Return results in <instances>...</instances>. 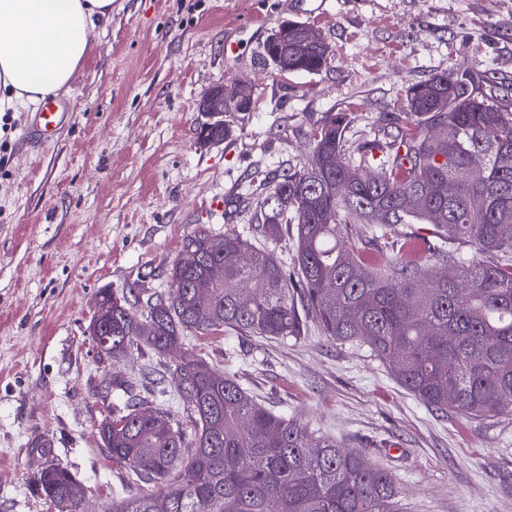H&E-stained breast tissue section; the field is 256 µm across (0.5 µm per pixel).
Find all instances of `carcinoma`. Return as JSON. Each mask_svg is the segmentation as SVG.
Listing matches in <instances>:
<instances>
[{
  "label": "carcinoma",
  "mask_w": 512,
  "mask_h": 512,
  "mask_svg": "<svg viewBox=\"0 0 512 512\" xmlns=\"http://www.w3.org/2000/svg\"><path fill=\"white\" fill-rule=\"evenodd\" d=\"M300 26L264 54L290 74L319 72L330 49L305 44ZM407 100L417 123L390 118L381 141L348 139V115L331 114L310 130L308 163L255 172L252 195L280 201L261 210L264 236L294 228L292 268L236 232L200 227L164 272L169 291H99L112 301V360L134 347L182 350L172 387L145 372L140 384L114 378L96 390L125 396L98 425L101 447L146 485L116 494L108 512H399L391 473L260 403L186 349L191 337L298 338L312 324L366 346L435 410L512 416V108L489 77L453 70L410 86ZM443 123L446 142L432 135ZM403 224L432 225L438 243L419 257L418 240L388 235ZM216 265L224 279L211 281ZM139 385L174 392L193 427L150 405ZM33 487L56 512L86 496L53 461Z\"/></svg>",
  "instance_id": "1"
}]
</instances>
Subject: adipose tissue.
I'll use <instances>...</instances> for the list:
<instances>
[{
    "mask_svg": "<svg viewBox=\"0 0 512 512\" xmlns=\"http://www.w3.org/2000/svg\"><path fill=\"white\" fill-rule=\"evenodd\" d=\"M113 0H0V112L67 89Z\"/></svg>",
    "mask_w": 512,
    "mask_h": 512,
    "instance_id": "1",
    "label": "adipose tissue"
}]
</instances>
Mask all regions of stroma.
Instances as JSON below:
<instances>
[{
    "label": "stroma",
    "instance_id": "stroma-1",
    "mask_svg": "<svg viewBox=\"0 0 512 512\" xmlns=\"http://www.w3.org/2000/svg\"><path fill=\"white\" fill-rule=\"evenodd\" d=\"M113 0L90 32L65 97L75 110L39 150L27 112L0 115V512H54L30 480L66 466L91 512L127 484L100 447L108 374L139 380L168 360L142 348L99 361L86 328L96 294L164 289L183 237L199 226L259 235L255 169L307 162L314 122L351 118L373 139L404 116L406 90L456 69L512 89V0ZM314 27L332 51L322 71L278 75L263 47L283 21ZM241 37L238 57L226 39ZM237 80L254 109L228 112L230 134L202 147L198 102ZM198 353L263 404L365 453L402 488L403 512H512V417L475 421L400 387L368 348L316 328L298 339L197 338Z\"/></svg>",
    "mask_w": 512,
    "mask_h": 512
}]
</instances>
